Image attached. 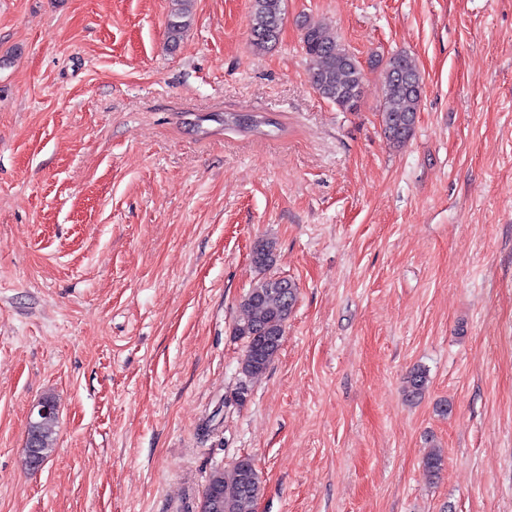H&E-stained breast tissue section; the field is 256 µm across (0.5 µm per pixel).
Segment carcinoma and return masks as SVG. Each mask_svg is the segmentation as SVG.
Listing matches in <instances>:
<instances>
[{
	"label": "carcinoma",
	"instance_id": "obj_1",
	"mask_svg": "<svg viewBox=\"0 0 512 512\" xmlns=\"http://www.w3.org/2000/svg\"><path fill=\"white\" fill-rule=\"evenodd\" d=\"M194 0H174L166 22V38L171 48L179 46L192 23ZM286 11L285 0H251L249 45L256 51L271 49L278 39ZM302 45L310 61L309 80L314 91L342 112L358 108L365 73L357 57L321 24L303 27ZM376 65L385 73L384 101L380 107L384 135L390 143L402 145L413 136L419 103L423 93L421 74L410 57L395 53L379 58ZM274 246L264 242L256 246L253 263L259 272L273 266ZM296 283L285 277L262 276L243 295L240 306L247 317L236 322L234 334L245 340L241 373L246 378L263 374L277 356L288 319L297 301ZM428 383L425 369L410 371L405 387L410 402L422 397ZM57 414L38 420L39 451L42 457L53 446ZM207 487L220 490L223 512H254L262 495V485L252 461L237 460L232 466L214 471Z\"/></svg>",
	"mask_w": 512,
	"mask_h": 512
}]
</instances>
